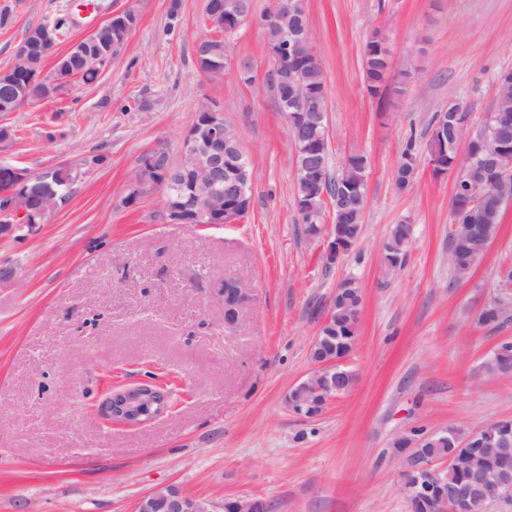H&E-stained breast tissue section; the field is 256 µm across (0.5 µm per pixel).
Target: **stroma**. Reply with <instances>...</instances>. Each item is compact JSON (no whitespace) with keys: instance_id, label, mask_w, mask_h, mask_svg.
I'll return each mask as SVG.
<instances>
[{"instance_id":"stroma-1","label":"stroma","mask_w":512,"mask_h":512,"mask_svg":"<svg viewBox=\"0 0 512 512\" xmlns=\"http://www.w3.org/2000/svg\"><path fill=\"white\" fill-rule=\"evenodd\" d=\"M0 0L15 21L0 29V70L28 26L67 15L55 58L134 9L139 24L96 82L0 114L14 131L0 162L40 174L82 171L48 223L0 241V512H134L158 488L216 504L260 498L270 512H410L393 440L414 431L471 432L512 418V374L486 376L512 322L493 330L474 312L502 294L512 267V201L469 277L448 264L453 180L421 166L395 184L407 140L426 151L428 125L465 99L474 117L512 70V0H303L328 103L332 172L352 153L370 160L364 232L334 265L294 208L288 125L264 75V15L228 38L232 64L210 78L195 67L196 39L217 36L205 0H181L167 39L170 0ZM380 30L394 62L385 93L370 95L364 45ZM249 61L254 79L233 67ZM217 103L253 167L247 215L224 225L162 224L158 197L122 203L139 157L179 154L198 105ZM147 102L144 112L133 106ZM106 162L84 170L86 156ZM413 226L404 267L385 275L380 246L394 224ZM249 289L238 322L224 324L215 287ZM362 292L358 341L345 366L357 376L314 417L295 414L289 390L314 366L309 349L337 288ZM173 378V407L140 426L112 423L100 406L112 387Z\"/></svg>"}]
</instances>
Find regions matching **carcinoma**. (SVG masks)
Wrapping results in <instances>:
<instances>
[{
	"instance_id": "carcinoma-1",
	"label": "carcinoma",
	"mask_w": 512,
	"mask_h": 512,
	"mask_svg": "<svg viewBox=\"0 0 512 512\" xmlns=\"http://www.w3.org/2000/svg\"><path fill=\"white\" fill-rule=\"evenodd\" d=\"M211 6L224 16H232L239 12L252 11V0H209ZM139 15L133 9L124 13L122 22L109 21L100 27L98 32L75 44L66 54L58 57L51 71H44V61L52 47L43 44L42 33L49 27L59 33L67 25L66 16L62 15L46 23L26 29L23 39L15 52V62L6 71L0 73V113L16 111L25 103L56 96L69 87L76 78L86 83L95 81L103 68L110 62L112 55L124 48L132 31L138 26ZM180 3L171 0L168 12V23L165 35L174 37L179 32ZM299 25L298 17L288 13L270 12L264 16L267 43L276 42L287 36ZM198 57L197 66L208 76H218L224 71L227 63V45L222 39L207 38L199 48L193 49ZM384 38L375 32L367 40L364 50V73L366 87L373 94L385 86L387 64ZM302 63L294 69V73L313 90L317 91V99L325 97L322 68L319 61L303 52ZM502 82L497 91V102L483 113L476 123L470 148L476 149L494 135L508 134L512 136V71L498 74ZM266 83L277 97L279 110L288 112V125L294 131L315 140L316 153L295 156V167L309 166L315 162L329 163L328 134L317 122L315 109L296 112L287 108L288 80H274L272 75L265 77ZM454 142L448 138L441 139L436 135L429 136L427 150L429 156L446 157L448 165L455 162ZM417 158L413 140H408L397 168V183L401 190L414 184L417 174ZM208 162L203 151L187 152L178 158V163L171 171V182L175 200L184 207L197 208L193 195V179L196 168ZM370 161L364 153L349 155L342 165L341 174L333 177L325 172L320 186L315 188L302 176H295L294 200L301 203H314L319 217L299 215V222L305 236L314 238L322 231L325 221L326 207L332 208V223L346 228L345 236L351 244L359 241L363 223L364 205L359 200L367 199L366 179L369 176ZM54 183L58 192L59 204H64L72 195L77 184L75 174L68 168H58L53 173ZM486 173L482 166L476 165L466 170L461 179L454 180L451 197V216H464V223L473 225V229L462 237L449 236L448 251L452 257L448 263L457 278L468 275L477 259L483 255L486 247L485 233L487 226L497 229L502 222L504 205L492 195L486 185ZM413 227L400 223L392 227L388 237L382 244L381 262L391 271L402 269L408 256V245L412 241ZM362 304V293L353 280H348L339 288L332 302L335 311L321 329V335L327 337L322 347V356L341 358L349 355L355 347L356 331ZM512 318V300L501 301L499 306L487 308L479 324H488L493 328L501 326ZM482 371L488 375L512 374V341H504L496 346L484 362ZM501 428L495 439L487 441L480 449L482 459L480 466L486 472H509L512 474V449L506 451L498 445L504 438L512 439V420L500 421ZM454 452L452 464L442 471L438 480L432 483L429 492H421L410 501L411 512H437L438 502L442 495L450 489L468 492L475 485L479 476L477 464L470 459L471 449L451 448L449 444L429 449V453L445 454Z\"/></svg>"
}]
</instances>
